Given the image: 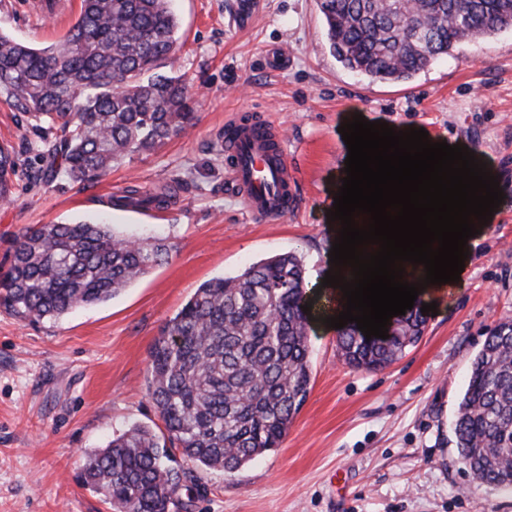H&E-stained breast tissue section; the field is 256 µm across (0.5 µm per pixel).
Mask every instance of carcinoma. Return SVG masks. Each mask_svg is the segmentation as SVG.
Wrapping results in <instances>:
<instances>
[{
  "label": "carcinoma",
  "instance_id": "carcinoma-1",
  "mask_svg": "<svg viewBox=\"0 0 512 512\" xmlns=\"http://www.w3.org/2000/svg\"><path fill=\"white\" fill-rule=\"evenodd\" d=\"M317 0L329 50L343 67L402 82L461 41L492 36L512 19V0ZM170 0H81L63 42L35 49L0 34V101L27 115L49 159L36 172L87 182L112 164L152 152L195 124L184 76L157 71L177 42ZM18 162L0 147V201L14 198ZM165 205L168 195L128 187L116 205ZM162 243L134 239L99 221L25 229L0 277V305L30 322L104 303L169 258ZM308 277L295 252L195 290L150 352L149 395L167 431L133 425L85 452L83 481L118 512H168L186 471L233 473L278 447L310 391ZM421 307L394 318L389 338L337 331L342 360L377 370L422 337ZM455 445L474 477L512 487V320L486 337L471 363L453 423Z\"/></svg>",
  "mask_w": 512,
  "mask_h": 512
}]
</instances>
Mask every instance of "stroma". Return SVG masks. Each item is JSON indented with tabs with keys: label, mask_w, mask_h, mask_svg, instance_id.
I'll return each instance as SVG.
<instances>
[{
	"label": "stroma",
	"mask_w": 512,
	"mask_h": 512,
	"mask_svg": "<svg viewBox=\"0 0 512 512\" xmlns=\"http://www.w3.org/2000/svg\"><path fill=\"white\" fill-rule=\"evenodd\" d=\"M237 0H171L180 21L173 70L195 99L196 126L102 178L29 179L41 166L26 117L0 103V145L19 158L17 193L0 203V274L25 228L104 219L164 240L167 263L106 303L32 323L0 308V512H114L83 483L85 451L132 425L165 429L148 395L150 351L200 284L294 251L314 293L330 295L336 226L327 218L345 173L339 131L354 114L394 130L467 146L488 159L504 199L469 244L458 282L438 298L420 341L374 371L340 359L313 309L311 390L278 448L236 472L196 468L169 512H512V489L481 483L459 458L453 420L471 362L512 320V31L459 44L404 83L346 70L330 53L316 0H257L242 25ZM81 0L56 11L0 0V33L59 44ZM288 63L273 67L272 50ZM260 112L280 126L300 194L287 219L255 222L233 195L219 136L225 120ZM133 184L173 187L147 214L113 207Z\"/></svg>",
	"instance_id": "35a3bbf8"
}]
</instances>
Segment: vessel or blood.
I'll use <instances>...</instances> for the list:
<instances>
[{"instance_id":"obj_1","label":"vessel or blood","mask_w":512,"mask_h":512,"mask_svg":"<svg viewBox=\"0 0 512 512\" xmlns=\"http://www.w3.org/2000/svg\"><path fill=\"white\" fill-rule=\"evenodd\" d=\"M275 124L239 113L224 124V166L230 185L253 218L278 221L298 206L296 179Z\"/></svg>"}]
</instances>
